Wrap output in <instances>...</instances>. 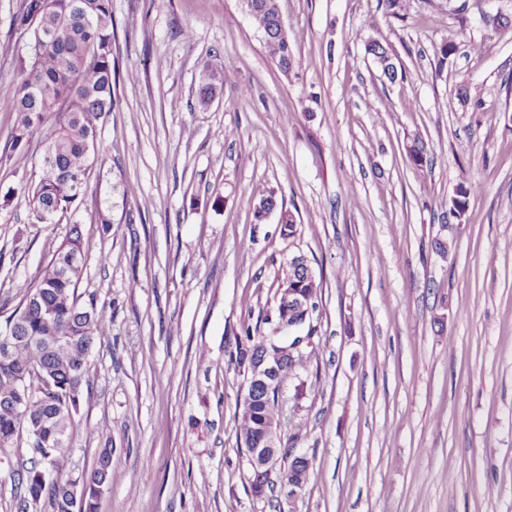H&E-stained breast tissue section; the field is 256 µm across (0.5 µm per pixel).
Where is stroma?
<instances>
[{"mask_svg":"<svg viewBox=\"0 0 512 512\" xmlns=\"http://www.w3.org/2000/svg\"><path fill=\"white\" fill-rule=\"evenodd\" d=\"M21 4L0 0V302L17 305L80 225L77 293L111 318L68 471L111 442L97 512H276L250 490L224 349L242 325L268 331L299 254L321 291L281 437L312 474L277 512H512V29L486 25L512 0H399L395 18L386 0H279L298 37L287 74L239 0H112L115 105L79 208L50 224L21 193L44 145L13 147L3 107ZM371 40L407 81L382 76ZM207 69L224 89L203 111ZM469 181L481 188L459 217L450 200ZM258 188L295 211L292 237L277 216L256 223Z\"/></svg>","mask_w":512,"mask_h":512,"instance_id":"obj_1","label":"stroma"}]
</instances>
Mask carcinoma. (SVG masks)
<instances>
[{"instance_id": "obj_1", "label": "carcinoma", "mask_w": 512, "mask_h": 512, "mask_svg": "<svg viewBox=\"0 0 512 512\" xmlns=\"http://www.w3.org/2000/svg\"><path fill=\"white\" fill-rule=\"evenodd\" d=\"M265 4L268 9L260 23L272 33L264 36L263 42L286 74L297 62L296 37L279 35L278 0H265ZM15 24L27 35L32 49L18 90L7 103L16 115L13 146L46 138L45 124L52 121L54 138L49 148L54 162L23 191L36 222L48 223L78 207L86 187L76 188L75 179L92 168V141L98 123L112 110L113 82L118 76L112 52V0H23ZM365 50L389 82L405 79V72L398 71L382 43L370 41ZM223 87L222 73L205 72L197 91L199 109H208L216 91ZM477 189L475 183L459 184L452 205L466 210L470 195ZM297 259L298 265H286L281 286L301 287L315 311L320 284L305 257L299 255ZM83 267V234L75 224L38 276L22 285L20 302L3 320L13 323L14 335L27 340L12 348L7 359H0V454H7L19 435L32 429L51 454L50 464L56 473L53 481L43 479L38 456L31 458L30 467L16 473L14 491L20 512L37 508L43 499L50 501L52 512H73L67 487L75 480L84 490L82 512H97L98 499L112 485L113 449L109 445L100 449L95 467L74 480L63 478L66 447L56 446L57 438H68L82 385L90 374V350L98 330L109 319L107 308L95 300L79 303L76 287ZM299 342L298 336H266L244 326L226 344L227 361L240 369L268 350ZM305 366V356L296 354L295 360L281 368L278 385ZM276 415L277 391L256 388L251 404L242 407L240 414L239 435L244 447L256 446L263 438L265 422ZM310 473L311 466L293 459L288 464L287 483H305ZM249 483L256 490L263 487L279 498L285 497L275 490L272 480L252 470Z\"/></svg>"}]
</instances>
